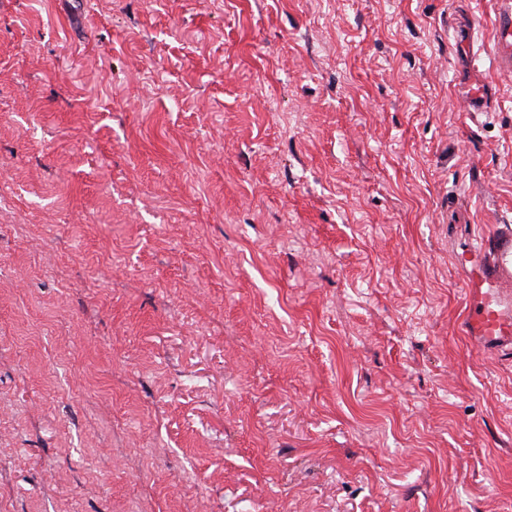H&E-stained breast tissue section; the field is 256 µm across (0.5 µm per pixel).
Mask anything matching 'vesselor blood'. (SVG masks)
Wrapping results in <instances>:
<instances>
[{
	"instance_id": "b4317fda",
	"label": "vessel or blood",
	"mask_w": 512,
	"mask_h": 512,
	"mask_svg": "<svg viewBox=\"0 0 512 512\" xmlns=\"http://www.w3.org/2000/svg\"><path fill=\"white\" fill-rule=\"evenodd\" d=\"M497 4L490 61L507 78L512 76V0ZM455 262L467 273L462 334L475 337L485 350L512 351V226H495Z\"/></svg>"
}]
</instances>
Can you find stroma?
Listing matches in <instances>:
<instances>
[{
  "label": "stroma",
  "mask_w": 512,
  "mask_h": 512,
  "mask_svg": "<svg viewBox=\"0 0 512 512\" xmlns=\"http://www.w3.org/2000/svg\"><path fill=\"white\" fill-rule=\"evenodd\" d=\"M453 11L0 0V512H512L448 251L512 225V79Z\"/></svg>",
  "instance_id": "35a3bbf8"
}]
</instances>
